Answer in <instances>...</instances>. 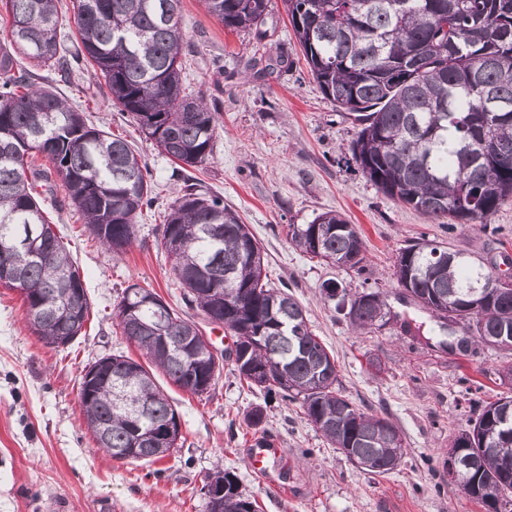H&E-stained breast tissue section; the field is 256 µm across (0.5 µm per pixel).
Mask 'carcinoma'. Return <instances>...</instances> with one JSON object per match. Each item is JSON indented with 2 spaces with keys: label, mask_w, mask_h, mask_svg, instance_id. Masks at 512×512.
Here are the masks:
<instances>
[{
  "label": "carcinoma",
  "mask_w": 512,
  "mask_h": 512,
  "mask_svg": "<svg viewBox=\"0 0 512 512\" xmlns=\"http://www.w3.org/2000/svg\"><path fill=\"white\" fill-rule=\"evenodd\" d=\"M224 27L256 30L269 0H204ZM297 44L323 95L354 117L360 130L351 160L384 195L438 224H488L512 199V0H284ZM57 0H6L9 19L0 43V286L23 289L26 324L52 349L81 335L89 314L82 277L45 217L38 182L56 179L90 236L115 254L135 240L154 188L122 138L86 124L83 113L53 90L15 69L18 53L71 82L73 64L90 63L108 83L112 101L181 168H198L213 152L219 112L183 80L186 34L181 0H78L79 40L61 34ZM424 51L407 68L405 55ZM40 155L50 172L28 159ZM293 244L326 262L363 263L365 243L336 211L308 224H290ZM46 258L25 256L28 236ZM162 240L182 302L236 336L240 378L270 397L298 400L307 419L352 462L371 473L394 470L387 417L361 412L341 393L336 360L310 330L303 308L270 286L265 252L224 199L186 185L165 216ZM398 284L442 320L459 322L478 342L512 350V294L497 292L493 269L478 256L444 242L419 239L397 258ZM340 289V295L329 288ZM327 300L347 309L357 329L386 316L378 291L350 294L328 280ZM115 318L170 382L194 395L210 392L224 358L208 350L197 325L182 318L154 290H124ZM84 369L80 403L98 448L122 460L157 461L180 447L156 444V426L180 424V415L154 375L122 354L99 376ZM512 436V396L487 403L473 426L450 447L461 467L457 486L486 512L512 496V452L498 450ZM224 496L208 512H254L235 475L217 471Z\"/></svg>",
  "instance_id": "carcinoma-1"
}]
</instances>
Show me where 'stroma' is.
I'll list each match as a JSON object with an SVG mask.
<instances>
[{
    "instance_id": "obj_1",
    "label": "stroma",
    "mask_w": 512,
    "mask_h": 512,
    "mask_svg": "<svg viewBox=\"0 0 512 512\" xmlns=\"http://www.w3.org/2000/svg\"><path fill=\"white\" fill-rule=\"evenodd\" d=\"M181 15L191 46L187 83L220 112L214 153L195 176L261 241L270 280L294 296L335 355L343 394L362 411L388 414L400 429L401 461L386 474L363 471L326 442L299 404L248 387L230 360L203 396L155 371L182 421L184 444L171 456L116 460L97 448L79 399L83 369L118 352L143 361L112 318L129 284L180 305L161 225L182 194L185 173L113 105L91 66L77 69L68 84L43 68L45 83L83 111L88 124L124 138L140 155L155 202L133 244L118 255L99 246L72 206L49 209L90 299L84 333L67 348L44 346L26 326L20 292L0 287V512H206L201 488L220 469L236 475L257 512H484L449 484L448 447L486 402L512 395V377L502 375L512 366V350L442 347L437 320L405 298L395 262L400 248L423 237L494 260L498 273L512 275V200L483 229L435 223L379 192L350 164L358 127L312 79L283 0H270L262 40L225 29L203 0H182ZM278 50L288 63L266 66ZM330 210L362 231V269L323 263L292 243L289 225ZM328 279L355 293L381 291L385 324L354 330L335 302L321 297ZM257 407L283 450L272 484L253 475L246 456L259 435L246 415Z\"/></svg>"
}]
</instances>
